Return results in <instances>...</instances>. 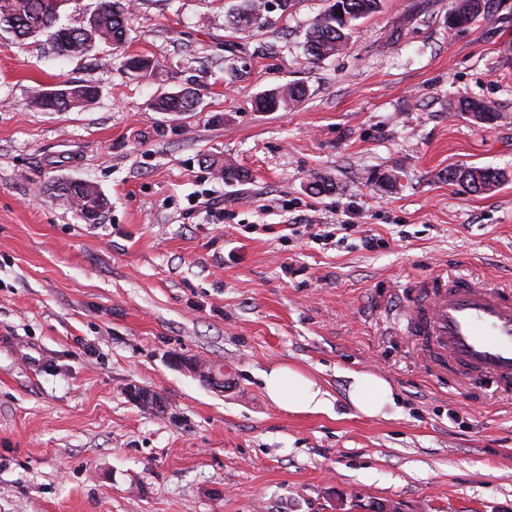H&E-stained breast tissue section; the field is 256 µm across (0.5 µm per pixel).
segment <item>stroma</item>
<instances>
[{
    "mask_svg": "<svg viewBox=\"0 0 512 512\" xmlns=\"http://www.w3.org/2000/svg\"><path fill=\"white\" fill-rule=\"evenodd\" d=\"M237 2L132 0L125 44L79 58L0 32V512H512V400L427 377L377 307L440 268L512 285V0L464 26L381 0L322 60L304 42L329 0L245 31ZM77 80L91 108L32 107ZM291 83L302 100L254 109ZM185 88L196 111L150 109ZM467 167L506 179L477 194L448 179ZM79 180L97 222L49 193ZM282 365L325 411L268 398ZM354 372L393 387L387 416L351 405ZM459 108L462 112L472 114V116L480 121L492 123L496 117L493 108L482 100L464 97L459 100Z\"/></svg>",
    "mask_w": 512,
    "mask_h": 512,
    "instance_id": "obj_1",
    "label": "stroma"
}]
</instances>
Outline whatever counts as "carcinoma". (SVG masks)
Segmentation results:
<instances>
[{"mask_svg": "<svg viewBox=\"0 0 512 512\" xmlns=\"http://www.w3.org/2000/svg\"><path fill=\"white\" fill-rule=\"evenodd\" d=\"M266 3L262 0H240L231 14L232 25L236 28H261L265 25ZM380 8V0H333L321 13L306 34L307 53L316 60L335 55L349 41L354 22L365 18ZM487 8V0H448V21L454 25H465L476 19ZM60 8L55 0H0V30H13L19 38L44 35L53 52L60 57L75 58L89 52L94 44L120 46L127 36V10L122 0H99L94 17L96 43L87 41L85 27H63L58 25ZM305 95L302 85L290 84L275 88L260 96L255 106L263 112H276L288 102L299 101ZM199 102V95L185 90L180 97L163 95L151 101L154 112H193ZM37 109L45 112H67L74 105L46 98L40 93L33 100ZM459 108L474 118L491 123L495 119L493 108L482 100L464 97ZM462 179L473 192L482 194L499 186L505 175L489 167H470L448 171V181ZM52 197L73 207L81 215L101 207V195L75 182L53 186Z\"/></svg>", "mask_w": 512, "mask_h": 512, "instance_id": "carcinoma-1", "label": "carcinoma"}]
</instances>
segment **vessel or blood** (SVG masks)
<instances>
[{
  "label": "vessel or blood",
  "mask_w": 512,
  "mask_h": 512,
  "mask_svg": "<svg viewBox=\"0 0 512 512\" xmlns=\"http://www.w3.org/2000/svg\"><path fill=\"white\" fill-rule=\"evenodd\" d=\"M399 334L415 337L430 375L512 395V286L433 270L410 279L386 309Z\"/></svg>",
  "instance_id": "obj_1"
}]
</instances>
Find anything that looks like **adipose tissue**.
I'll return each instance as SVG.
<instances>
[{
    "mask_svg": "<svg viewBox=\"0 0 512 512\" xmlns=\"http://www.w3.org/2000/svg\"><path fill=\"white\" fill-rule=\"evenodd\" d=\"M263 388L275 403L288 407L289 411L315 413L329 405L327 394L314 380L290 367H275L262 375ZM348 398L363 415H384L387 406L393 405L391 386L382 378L370 373L352 376Z\"/></svg>",
    "mask_w": 512,
    "mask_h": 512,
    "instance_id": "1",
    "label": "adipose tissue"
}]
</instances>
